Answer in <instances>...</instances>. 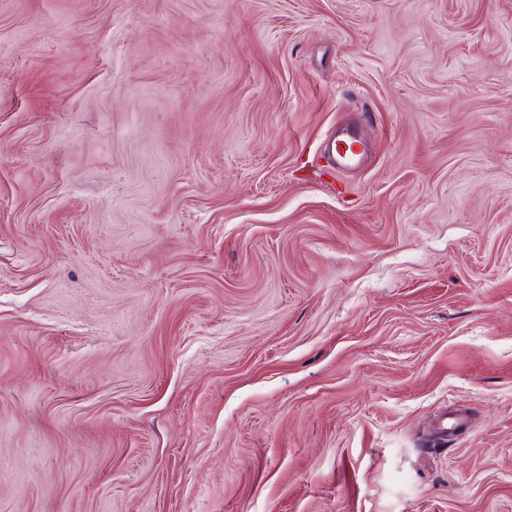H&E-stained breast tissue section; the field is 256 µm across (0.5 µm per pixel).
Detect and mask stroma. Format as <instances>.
<instances>
[{
	"mask_svg": "<svg viewBox=\"0 0 512 512\" xmlns=\"http://www.w3.org/2000/svg\"><path fill=\"white\" fill-rule=\"evenodd\" d=\"M0 512H512V0H0ZM367 114L363 113L362 118L360 120H354L350 123H348L346 126L340 128V130L336 134V130L332 131L328 138V150L329 153L326 154V161L328 165L333 169L336 170V160L337 164L340 166L345 165L346 161H352L360 154L354 155H346L342 154L340 151L337 150V143L339 141L341 142H347L350 140H359V135L361 131V125L364 120L367 118Z\"/></svg>",
	"mask_w": 512,
	"mask_h": 512,
	"instance_id": "35a3bbf8",
	"label": "stroma"
}]
</instances>
